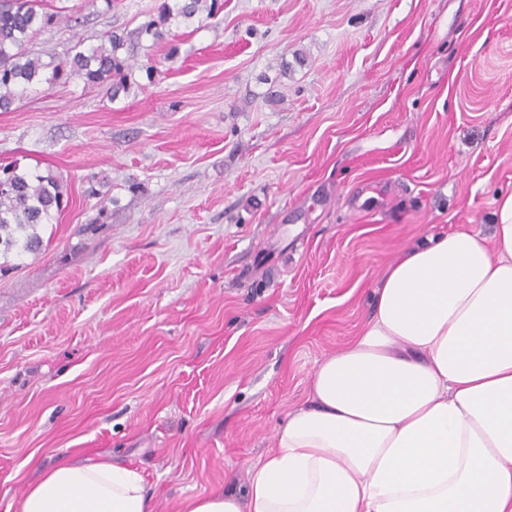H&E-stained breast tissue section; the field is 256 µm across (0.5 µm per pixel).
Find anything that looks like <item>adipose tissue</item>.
Wrapping results in <instances>:
<instances>
[{
    "label": "adipose tissue",
    "mask_w": 512,
    "mask_h": 512,
    "mask_svg": "<svg viewBox=\"0 0 512 512\" xmlns=\"http://www.w3.org/2000/svg\"><path fill=\"white\" fill-rule=\"evenodd\" d=\"M249 471L182 512H512V195L491 235L428 237L388 266ZM155 510L142 472L92 458L43 468L19 506Z\"/></svg>",
    "instance_id": "obj_1"
}]
</instances>
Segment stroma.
<instances>
[{
  "label": "stroma",
  "mask_w": 512,
  "mask_h": 512,
  "mask_svg": "<svg viewBox=\"0 0 512 512\" xmlns=\"http://www.w3.org/2000/svg\"><path fill=\"white\" fill-rule=\"evenodd\" d=\"M162 0H47L60 62ZM128 92L36 85L0 164L69 202L0 260V512L59 457L177 512L240 491L412 243L512 194V0H224L140 40ZM152 74H145V67Z\"/></svg>",
  "instance_id": "1"
}]
</instances>
